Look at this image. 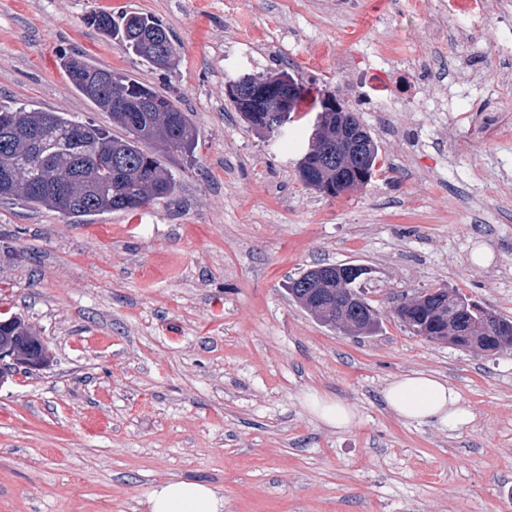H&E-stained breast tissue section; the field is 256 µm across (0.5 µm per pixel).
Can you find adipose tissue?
Here are the masks:
<instances>
[{"label": "adipose tissue", "mask_w": 512, "mask_h": 512, "mask_svg": "<svg viewBox=\"0 0 512 512\" xmlns=\"http://www.w3.org/2000/svg\"><path fill=\"white\" fill-rule=\"evenodd\" d=\"M384 399L397 417L418 424L456 431L473 419L458 390L433 375L401 376L388 386ZM149 505L150 512H222L224 499L209 485L171 479L153 490Z\"/></svg>", "instance_id": "ef3b65f1"}]
</instances>
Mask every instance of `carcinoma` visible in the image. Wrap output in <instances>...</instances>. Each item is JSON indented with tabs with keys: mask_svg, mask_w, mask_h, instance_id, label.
Wrapping results in <instances>:
<instances>
[{
	"mask_svg": "<svg viewBox=\"0 0 512 512\" xmlns=\"http://www.w3.org/2000/svg\"><path fill=\"white\" fill-rule=\"evenodd\" d=\"M91 23L151 67L161 68L159 59L147 46V39L168 30L155 17L130 11L116 20L106 11H97L91 16ZM62 66L69 84L83 96L87 95L86 78L95 71L106 72L107 87L114 93L130 96L134 111L112 112L113 124L124 131L119 137L57 112L0 104L1 130L20 119L32 130L42 131L49 148L45 158L37 161L33 154L39 143L23 136L16 137L5 148L0 146V169L14 170V181L5 188L10 199L76 219L139 210L154 200L172 196L176 180L151 147L161 143L177 151L191 148L196 131L188 116L170 97L153 87L81 55L64 57ZM232 103L249 127L264 131L263 103L247 98L234 99ZM318 118L319 130L309 146V155L296 164L300 181L332 198L370 184L378 171L379 145L360 122L356 110L345 106L339 112L323 110ZM338 125L356 133L357 139L366 140L362 159L353 167L342 168L327 161V156L342 155L352 146L349 140L336 138ZM319 267L318 263L290 279L288 295L326 326L371 333L378 324L376 312L367 303L355 306L344 301L337 305L336 281L314 280ZM397 314L408 317L405 326L417 336L424 330L431 337L443 330L452 336L457 328L473 337L485 352L495 351L491 337L512 333L511 320L445 286L431 288L425 295L400 303ZM5 347L26 358L36 354L45 359L42 338L22 317L7 312L0 316V350Z\"/></svg>",
	"mask_w": 512,
	"mask_h": 512,
	"instance_id": "cac0c4a2",
	"label": "carcinoma"
}]
</instances>
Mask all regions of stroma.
Listing matches in <instances>:
<instances>
[{"label": "stroma", "instance_id": "35a3bbf8", "mask_svg": "<svg viewBox=\"0 0 512 512\" xmlns=\"http://www.w3.org/2000/svg\"><path fill=\"white\" fill-rule=\"evenodd\" d=\"M0 0V100L119 134L70 88L77 52L170 96L195 149L153 152L178 183L135 212L71 223L0 204V312L48 362L0 383V512H150L172 478L224 512H512V349L412 335L402 297L441 285L512 319V0L459 27L448 0ZM137 11L172 31L173 69L100 35L91 13ZM288 70L305 87L287 138L251 131L229 73ZM418 98L388 111L389 84ZM335 92L387 171L329 198L303 186L320 100ZM488 246L486 266L472 255ZM368 268L369 334L289 297L317 263ZM434 373L474 414L455 432L398 419L387 385ZM348 404L347 431L304 398Z\"/></svg>", "mask_w": 512, "mask_h": 512}]
</instances>
